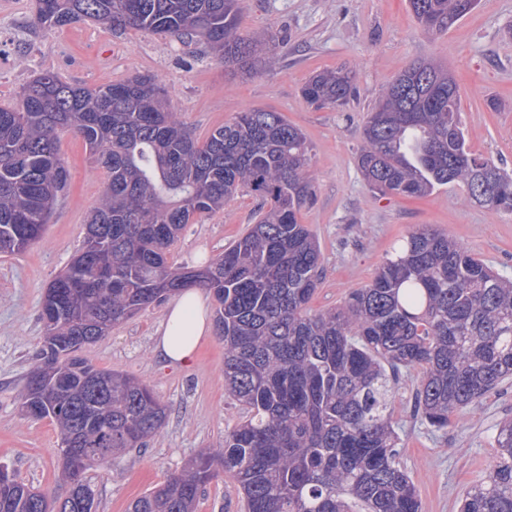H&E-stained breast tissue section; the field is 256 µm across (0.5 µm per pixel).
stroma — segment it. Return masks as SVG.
<instances>
[{"instance_id": "1", "label": "stroma", "mask_w": 512, "mask_h": 512, "mask_svg": "<svg viewBox=\"0 0 512 512\" xmlns=\"http://www.w3.org/2000/svg\"><path fill=\"white\" fill-rule=\"evenodd\" d=\"M34 12L35 0H0V104L17 103L22 88L42 71L88 87L153 74L197 138L252 108L281 112L303 131L316 200L301 221L316 235L323 260L313 310L336 307L349 291L369 284L394 242L424 225L512 279V214L468 202L458 183L423 198L378 196L356 162L366 115L383 88L412 61L433 58L452 71L471 151L512 172V0H479L438 35L421 29L408 0H245L241 32L268 34L278 43L268 65L249 77L234 74L200 43L141 30L117 37L96 21L46 30L34 26ZM344 66L357 73V98L344 111L317 109L302 99L310 75ZM59 151L70 179L43 239L0 256V464L30 487L62 497L68 486L59 474V430L50 419L24 414L19 394L44 334L39 314L45 290L80 248L107 175L74 136L63 135ZM256 204L241 192L223 210L187 225L169 249V263L193 267L222 253L246 231ZM168 307L165 301L147 307L83 350L96 367L146 381L168 410L146 447L87 472L96 512H127L189 458L219 447L225 430L246 416L224 391L218 332L202 340L190 364L167 365L156 357V331ZM418 382V371L397 374L392 411L399 424L398 460L417 488L422 512H460L463 492L495 455L499 423L512 420V380L477 408L454 412L443 430L416 415ZM244 508L237 484L221 476L205 488L197 512Z\"/></svg>"}]
</instances>
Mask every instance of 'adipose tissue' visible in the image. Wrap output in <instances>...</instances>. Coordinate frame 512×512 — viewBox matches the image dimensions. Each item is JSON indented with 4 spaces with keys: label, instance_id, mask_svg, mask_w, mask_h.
Returning <instances> with one entry per match:
<instances>
[{
    "label": "adipose tissue",
    "instance_id": "ef3b65f1",
    "mask_svg": "<svg viewBox=\"0 0 512 512\" xmlns=\"http://www.w3.org/2000/svg\"><path fill=\"white\" fill-rule=\"evenodd\" d=\"M210 331L203 296L194 288L184 290L168 308L154 342V352L172 364L188 363L193 359L201 338Z\"/></svg>",
    "mask_w": 512,
    "mask_h": 512
}]
</instances>
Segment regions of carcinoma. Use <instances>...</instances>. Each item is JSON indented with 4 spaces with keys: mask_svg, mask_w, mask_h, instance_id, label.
<instances>
[{
    "mask_svg": "<svg viewBox=\"0 0 512 512\" xmlns=\"http://www.w3.org/2000/svg\"><path fill=\"white\" fill-rule=\"evenodd\" d=\"M409 5L425 31L441 33L476 0ZM242 9L243 0H36L34 23L98 21L116 35L201 41L250 76L265 63L264 47L241 34ZM356 91L355 71L338 68L314 73L301 95L342 111ZM64 133L83 142L108 182L82 246L46 288L44 336L20 403L60 428L69 491L52 498L0 466V512H96L86 472L144 445L167 407L148 384L98 369L80 352L186 288L215 298L224 384L248 418L129 512H195L221 473L238 484L247 512H421L397 461L395 377L386 368L422 370L415 411L448 427L450 414L512 378V280L425 226L394 244L368 285L313 311L322 254L300 221L315 196L304 134L280 112L250 109L200 141L172 111L163 82L141 74L86 87L44 71L17 104L0 106L1 255L43 237L68 186ZM357 164L378 195L424 197L456 182L471 203L512 213V174L471 152L457 85L433 60L409 64L375 101ZM241 191L260 201L256 224L202 266L170 265L168 248L185 226ZM73 456L83 460L75 479ZM461 512H512V421L498 428L495 460L464 493Z\"/></svg>",
    "mask_w": 512,
    "mask_h": 512,
    "instance_id": "carcinoma-1",
    "label": "carcinoma"
}]
</instances>
